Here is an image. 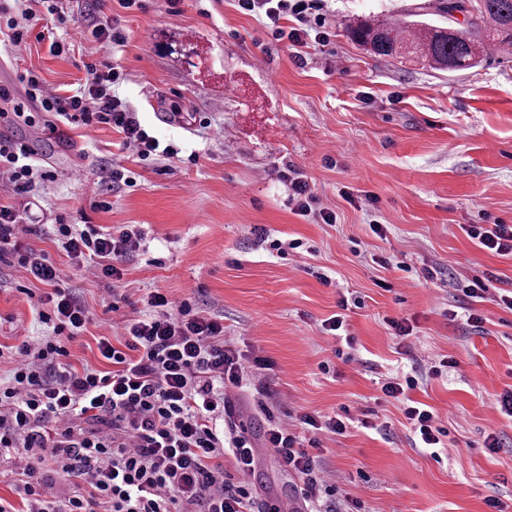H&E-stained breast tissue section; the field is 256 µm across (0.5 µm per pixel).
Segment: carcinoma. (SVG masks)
Returning a JSON list of instances; mask_svg holds the SVG:
<instances>
[{"instance_id":"obj_1","label":"carcinoma","mask_w":512,"mask_h":512,"mask_svg":"<svg viewBox=\"0 0 512 512\" xmlns=\"http://www.w3.org/2000/svg\"><path fill=\"white\" fill-rule=\"evenodd\" d=\"M436 10L450 20L466 15L467 27L373 17L348 26L347 33L374 55L441 72L472 68L494 50L512 51V0H440Z\"/></svg>"}]
</instances>
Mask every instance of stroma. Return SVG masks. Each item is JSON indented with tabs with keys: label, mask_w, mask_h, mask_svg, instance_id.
I'll use <instances>...</instances> for the list:
<instances>
[{
	"label": "stroma",
	"mask_w": 512,
	"mask_h": 512,
	"mask_svg": "<svg viewBox=\"0 0 512 512\" xmlns=\"http://www.w3.org/2000/svg\"><path fill=\"white\" fill-rule=\"evenodd\" d=\"M429 2L329 0L330 43L297 53L235 0H143L139 10L69 0L74 21L58 31L68 55L51 56L33 37L18 53L0 46V82L35 116L31 125L0 117V134L29 143L57 175L28 197L0 185V202L29 208L26 244L50 254L90 313L67 345L69 362L107 369L98 339L111 335L112 321L137 316L149 291L191 301L223 322L243 354L271 363L232 395L226 419L254 447L272 417L351 418L345 435L317 434L316 460L336 484L333 512H491L490 498L512 512V417L497 407L512 390V311L496 303L501 289L512 290V257L478 248L463 230L512 224V53L439 72L368 54L346 31L362 16L449 20ZM113 16L124 45L83 37L90 20ZM99 62L124 71L117 94L161 144L178 148L176 158L120 152L122 136L109 127H50L19 80L32 69L71 91L84 83L86 64ZM116 155L137 185L95 207L93 190ZM288 163L335 223L293 213L278 176ZM62 219L143 231L121 280L86 276L71 263L52 233ZM375 222L384 236L371 231ZM257 227L305 248L279 257L257 245ZM488 272L496 276L488 298L470 301L460 283ZM46 290L14 258L0 259L1 345L46 335L35 312ZM107 295L117 312H105ZM472 311L481 327L468 324ZM339 313L342 335L323 331ZM390 318L408 319L411 336H393ZM444 358L452 367L432 374ZM405 375L418 376L413 398L448 431L437 453L418 446L402 403L381 391ZM490 435L499 442L493 450ZM254 485L259 500L310 510L276 455L257 462Z\"/></svg>",
	"instance_id": "stroma-1"
}]
</instances>
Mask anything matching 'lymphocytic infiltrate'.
I'll return each mask as SVG.
<instances>
[{"label": "lymphocytic infiltrate", "mask_w": 512, "mask_h": 512, "mask_svg": "<svg viewBox=\"0 0 512 512\" xmlns=\"http://www.w3.org/2000/svg\"><path fill=\"white\" fill-rule=\"evenodd\" d=\"M34 2V8L16 16L0 0V42L22 49L39 6L57 25L66 23L64 0ZM237 5L258 17L275 41L294 48L330 41L326 0H237ZM122 78L114 67L91 66L79 89L62 94L33 70L21 76L29 100L55 121L111 127L123 136L121 149L142 161L177 156V148L161 145L116 95ZM52 177L36 164L27 143L0 135L1 182L23 194ZM280 177L296 215L315 212L323 223H335V213L318 209L319 199L300 169L287 167ZM28 232L19 211L0 203V256L11 255L49 287L37 306L48 335L17 347L11 377L0 384V458H8L27 512H268L258 505L249 481L254 447L245 436L216 426L230 410L232 390L250 383L254 367L264 366V359L247 357L226 342L218 320L155 290L147 295L141 317L121 321L116 338L101 339L99 353L111 370L75 368L67 360V344L84 331L89 312L62 286V271L49 254L23 245ZM56 236L67 257L86 273L118 281L142 232L126 224L107 230L61 224ZM417 386L416 378L396 377L381 390L402 401L419 443L435 448L446 430L430 406L412 398ZM82 418L90 420V428L79 426ZM322 428L337 435L346 431L342 420L322 422L303 414L294 425L270 420L264 436L265 447L274 449L281 465L297 476L303 499L312 503L336 493L310 453L317 440L306 442L300 435L304 429ZM228 456L234 462L231 474L224 469ZM53 477L69 485L58 507L45 499Z\"/></svg>", "instance_id": "lymphocytic-infiltrate-1"}]
</instances>
